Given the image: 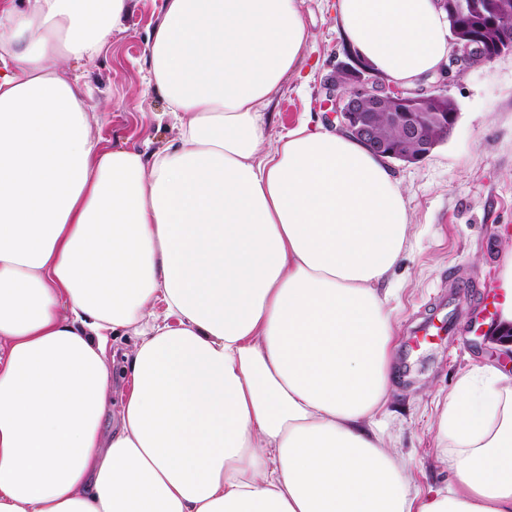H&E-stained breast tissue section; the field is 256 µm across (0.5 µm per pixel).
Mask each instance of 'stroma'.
<instances>
[{
  "mask_svg": "<svg viewBox=\"0 0 512 512\" xmlns=\"http://www.w3.org/2000/svg\"><path fill=\"white\" fill-rule=\"evenodd\" d=\"M337 0H302L311 34L300 73L268 107L276 141L306 121L326 123L323 84L345 60ZM153 0H136L105 53L79 67L91 133L110 146L160 148L179 129L162 94L146 84ZM445 91L459 118L445 142L414 163L391 162L415 236L390 276L395 327L392 391L380 417L422 491L448 484L434 425L448 393L477 366L512 373L483 329L497 320L504 258L512 251V54L449 72ZM451 319L452 332L416 343L428 321Z\"/></svg>",
  "mask_w": 512,
  "mask_h": 512,
  "instance_id": "35a3bbf8",
  "label": "stroma"
}]
</instances>
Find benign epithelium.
<instances>
[{
  "mask_svg": "<svg viewBox=\"0 0 512 512\" xmlns=\"http://www.w3.org/2000/svg\"><path fill=\"white\" fill-rule=\"evenodd\" d=\"M438 4L448 14L460 20L466 18V0H438ZM491 22L500 30V37L491 49L484 45L480 35L468 30L465 24H459L458 32L451 39L453 52L450 65L466 68L512 53V25L495 16L491 17ZM340 68L344 72L347 90H341V86L333 81L326 84L327 101L333 106L328 121L338 120L339 128L362 140L373 150L392 153L389 144L376 135L372 121L364 114V108L360 105L363 98L368 100L371 112L377 111L384 101L393 103L391 121L401 130L407 142L428 141V131L433 125H440L448 132L454 129L455 121L448 120V113L445 112L442 84L434 85L430 92L422 88L404 89L372 70L358 71L347 63L341 64Z\"/></svg>",
  "mask_w": 512,
  "mask_h": 512,
  "instance_id": "obj_1",
  "label": "benign epithelium"
}]
</instances>
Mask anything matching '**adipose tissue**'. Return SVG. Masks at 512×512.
I'll list each match as a JSON object with an SVG mask.
<instances>
[{
	"instance_id": "adipose-tissue-1",
	"label": "adipose tissue",
	"mask_w": 512,
	"mask_h": 512,
	"mask_svg": "<svg viewBox=\"0 0 512 512\" xmlns=\"http://www.w3.org/2000/svg\"><path fill=\"white\" fill-rule=\"evenodd\" d=\"M132 2L0 0V512H512L511 375L446 398L445 487L418 491L379 427L413 226L349 133L266 142L300 0H161L148 82L180 133L153 151L93 137L68 67ZM338 22L408 89L453 49L436 0H338ZM122 356L120 355V352L115 358V364L113 368V382L115 385V389L117 391L113 392L112 395V407L107 412V414L104 417L103 420V431L104 435H111L112 433V426L115 425L116 418L118 416L119 412V389L123 383V369H122Z\"/></svg>"
}]
</instances>
